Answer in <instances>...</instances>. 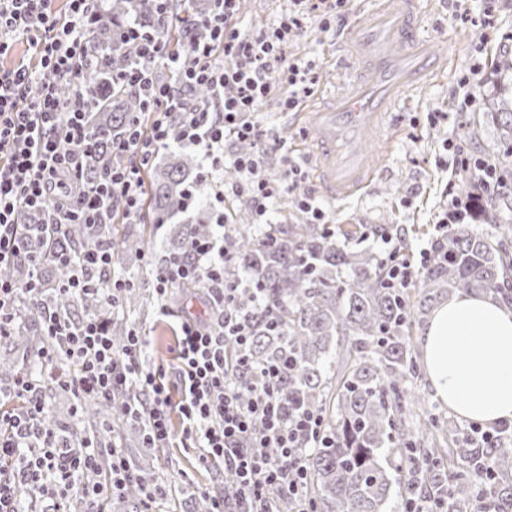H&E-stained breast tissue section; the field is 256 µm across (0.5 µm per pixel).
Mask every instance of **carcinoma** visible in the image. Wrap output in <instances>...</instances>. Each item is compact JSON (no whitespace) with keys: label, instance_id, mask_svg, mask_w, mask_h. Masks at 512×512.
Returning <instances> with one entry per match:
<instances>
[{"label":"carcinoma","instance_id":"1","mask_svg":"<svg viewBox=\"0 0 512 512\" xmlns=\"http://www.w3.org/2000/svg\"><path fill=\"white\" fill-rule=\"evenodd\" d=\"M213 6L192 11L184 0H169L171 14L187 21L199 19ZM108 26L87 32L93 55L87 72L96 83L89 110L91 125L101 133L98 155L111 156L112 140L125 135L129 121L148 122L142 98L118 81L128 69L145 64L137 48L119 37L129 23L150 31L160 29L151 0H108ZM500 93L490 99L483 117L497 125L496 141L484 150L493 162L499 184H512V53L494 60ZM178 131L161 147L163 162L149 174L146 192L155 223L166 224L193 211L177 234L169 235L163 255H185L194 238L219 232L211 210L186 208L188 170L197 166L190 154L175 150ZM480 216L512 221V191L482 201ZM229 224L224 249L230 257L224 280L237 288L235 304L251 317L252 336L247 351L250 380L259 384L264 370L292 359L280 389L290 412L308 409L322 421L316 447L306 457L305 495L313 512H387L393 487L403 488L402 500L435 498L442 512H476L480 501H490L497 512H512V426L490 431L486 439L469 430L458 431L449 421L430 413L423 400L408 391L420 375L422 356L413 348L411 332L429 312L456 292L486 296L512 305V252L504 237L505 225L488 234L471 224H450L432 240L428 261L414 288H396L389 282L390 261L369 248H352L353 232L335 234L319 224H290L288 232L274 224L263 227ZM112 241V225L92 230L85 224L63 228L42 225L37 251L65 250L76 261L85 253ZM148 241L127 236L116 251L136 259ZM68 269L54 266L52 282L44 267L27 262L0 270V276L33 280L47 289L28 305V324L40 325L55 311L76 321L80 310L96 309L101 300L57 292ZM146 299L138 287L128 289L112 320L115 346L125 342V314L141 309ZM83 420L97 423L103 405L86 401ZM399 457L408 470L393 465ZM142 489L131 484L121 497L129 512H140Z\"/></svg>","mask_w":512,"mask_h":512}]
</instances>
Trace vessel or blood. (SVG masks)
I'll return each mask as SVG.
<instances>
[{"label": "vessel or blood", "mask_w": 512, "mask_h": 512, "mask_svg": "<svg viewBox=\"0 0 512 512\" xmlns=\"http://www.w3.org/2000/svg\"><path fill=\"white\" fill-rule=\"evenodd\" d=\"M420 15L421 0H380L379 7L361 8L338 36L346 77L305 116L315 134L310 158L325 197L363 194L383 180L392 143L389 115L445 69L447 57L417 33Z\"/></svg>", "instance_id": "b4317fda"}]
</instances>
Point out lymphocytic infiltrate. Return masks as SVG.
Returning a JSON list of instances; mask_svg holds the SVG:
<instances>
[{"mask_svg": "<svg viewBox=\"0 0 512 512\" xmlns=\"http://www.w3.org/2000/svg\"><path fill=\"white\" fill-rule=\"evenodd\" d=\"M53 2L0 0V54L21 39L32 57L31 63L0 71V266L41 263L40 254L24 248L22 225L108 224L117 198L127 219L139 218L145 206L144 171L174 130L180 145L196 150L202 160L195 185L187 190L188 203H195L196 189L203 185L219 224L229 221L225 201L230 196L247 205L255 223H265L272 199L293 192L299 171L290 165L280 179H272L268 161L279 144L256 114L276 85L288 88L281 101L286 112L297 111L314 93V62L290 60L286 45L309 22L327 29L341 20L347 0H288L274 24L247 36L230 26L239 0H216L201 20L207 40H187L184 58L175 62V81L158 80L145 67L123 75V82L137 87L151 107L153 122L145 131L130 126L124 138L113 141V153L125 159L120 167L96 158L99 135L87 119L92 88L84 73L88 46L83 32L100 19L104 0H69L63 18ZM64 84L71 88L65 98L58 93ZM199 85L211 88L209 101L185 111L188 92ZM245 141L252 144V152H235V144ZM93 161L99 174L89 182L84 175ZM228 166L237 173L229 183L222 175ZM50 196L59 204L46 213L42 207ZM188 251L185 257L161 259L154 279L161 317H175L168 294L190 281L206 283L214 313L210 321L177 317L173 372L181 392V436L173 437L169 427L164 367L145 369L138 361L144 344L139 331H131L126 345L117 350L102 317L73 323L49 314L43 321L48 344L39 357L56 385L109 407L114 391L122 387L131 389V400L122 409L110 407L97 438L66 447L49 419L50 406L37 381L22 375L0 388V401L10 402L0 410V512H17L18 497L31 488L46 502L47 512H108L112 497L132 482L144 489L143 512H164L169 482L135 469L117 440L118 430L140 423L146 426V447L166 448L177 439L183 447L199 449L203 465L235 473V493L211 497L209 512H274L268 503L273 490L288 491L296 512H308L301 496L306 444L320 418L311 411H285L279 383L287 364L270 366L263 384L249 388L244 352L251 327L236 313L235 291L224 281L223 241L195 240ZM114 259L108 245L76 263L62 252L50 257L51 263L69 270L64 293L97 294L113 306L126 281L99 286L93 277L110 269ZM39 293L34 282L0 278V339L18 326L22 302ZM248 388L252 397L242 399ZM272 448L278 456H269Z\"/></svg>", "mask_w": 512, "mask_h": 512, "instance_id": "1", "label": "lymphocytic infiltrate"}]
</instances>
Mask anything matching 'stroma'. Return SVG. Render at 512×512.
Returning a JSON list of instances; mask_svg holds the SVG:
<instances>
[{
    "label": "stroma",
    "mask_w": 512,
    "mask_h": 512,
    "mask_svg": "<svg viewBox=\"0 0 512 512\" xmlns=\"http://www.w3.org/2000/svg\"><path fill=\"white\" fill-rule=\"evenodd\" d=\"M466 9V23L452 22L456 8ZM486 0H430L422 10L419 33L433 41L438 50L449 55L447 69L409 96L393 116L396 139L387 159L389 179L380 188L344 201L321 197L314 169L307 156L311 136L299 112H284L280 100L287 95L284 87L276 88L262 112L260 120L270 127L283 143L282 156L272 157V173H281L284 162L303 171V179L294 192L279 196L270 210L271 224H302L305 214L296 200L303 196L317 198L325 207L336 231L358 228L363 224H398L406 233V255L419 264L432 239L442 231L440 219L445 192L454 180L456 161L449 144H460L477 152L497 138V130L483 121L482 112L488 99L494 97L498 85L491 74V58L506 39H512V0H497L492 27H485ZM288 54L314 60L317 65L314 101L326 98L342 72L336 69V32L310 25L306 32L288 44ZM474 92L475 103H468L467 92ZM158 305L150 303L146 311L131 313L129 324L146 336L141 351L142 366L172 367L174 344L158 324ZM199 451L181 444L155 452L135 453V460L146 459L150 469L176 483L172 512H199L190 488L212 495L224 493L223 469L206 468L198 462Z\"/></svg>",
    "instance_id": "obj_1"
}]
</instances>
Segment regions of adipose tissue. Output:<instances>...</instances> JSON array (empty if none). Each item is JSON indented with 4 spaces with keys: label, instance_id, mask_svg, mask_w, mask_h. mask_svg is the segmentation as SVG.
Masks as SVG:
<instances>
[{
    "label": "adipose tissue",
    "instance_id": "obj_1",
    "mask_svg": "<svg viewBox=\"0 0 512 512\" xmlns=\"http://www.w3.org/2000/svg\"><path fill=\"white\" fill-rule=\"evenodd\" d=\"M421 346L434 400L465 421L512 424V306L455 294L433 310Z\"/></svg>",
    "mask_w": 512,
    "mask_h": 512
}]
</instances>
